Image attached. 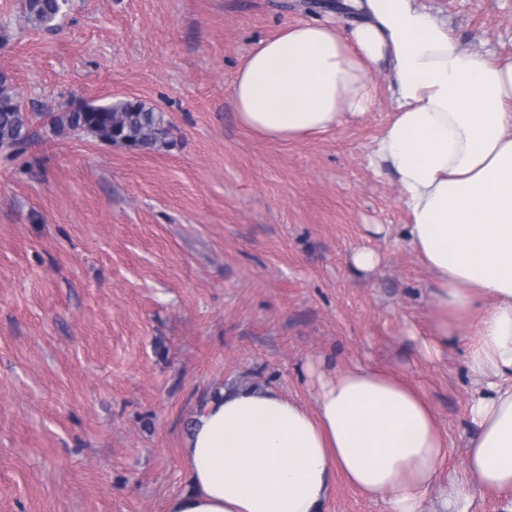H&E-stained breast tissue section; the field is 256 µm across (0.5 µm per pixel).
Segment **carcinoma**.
<instances>
[{
    "label": "carcinoma",
    "mask_w": 512,
    "mask_h": 512,
    "mask_svg": "<svg viewBox=\"0 0 512 512\" xmlns=\"http://www.w3.org/2000/svg\"><path fill=\"white\" fill-rule=\"evenodd\" d=\"M69 0H24L26 21L35 27L49 28L63 13ZM11 100L10 109L0 107V149L15 155L27 145L32 119L17 101L11 84L0 80V102ZM52 130L80 128L83 134L101 141L117 133L135 148L153 149L163 141L165 128L161 112L140 101L120 100L115 103L85 102L50 117Z\"/></svg>",
    "instance_id": "obj_1"
}]
</instances>
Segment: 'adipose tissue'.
<instances>
[{"label":"adipose tissue","mask_w":512,"mask_h":512,"mask_svg":"<svg viewBox=\"0 0 512 512\" xmlns=\"http://www.w3.org/2000/svg\"><path fill=\"white\" fill-rule=\"evenodd\" d=\"M360 23L285 25L260 41L233 83L239 123L300 140L371 112L368 74L389 63L398 109L375 155L409 212L402 239L430 270L431 335L422 353L466 346L485 384L462 480L446 486L448 436L427 398L387 370L319 369L314 404L271 387L223 388L186 439L184 489L165 512H324L337 479L391 512H439L473 487L512 512V63L463 49L417 0H343Z\"/></svg>","instance_id":"adipose-tissue-1"}]
</instances>
